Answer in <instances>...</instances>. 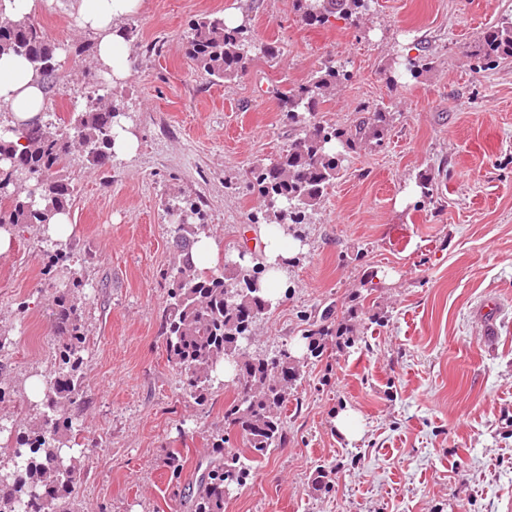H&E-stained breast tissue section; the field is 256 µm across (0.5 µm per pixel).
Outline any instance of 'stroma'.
Returning <instances> with one entry per match:
<instances>
[{"label":"stroma","instance_id":"35a3bbf8","mask_svg":"<svg viewBox=\"0 0 512 512\" xmlns=\"http://www.w3.org/2000/svg\"><path fill=\"white\" fill-rule=\"evenodd\" d=\"M230 13L257 49L244 73L221 80L187 58V32L195 18ZM505 17L512 0H378L356 26L306 25L295 0H142L122 20L132 70L112 96L137 152L102 166L77 159L66 174L71 235L57 244L28 224L0 254V381L20 391L0 404V424H37L31 385L57 366L55 286L81 282L73 512H191L183 492L211 453L206 435L225 429L232 391L215 382L197 404L167 360L161 274L178 261L169 208L196 201L220 256L261 249L250 173L297 133L280 92L330 61L351 78L317 121L344 126L381 110L390 122L381 141L343 156L301 227L286 296L257 324L251 350L288 349L303 377L286 443L248 460L224 512H512V62L487 69L469 53ZM35 18L63 64L46 110L81 111L96 89L97 35L79 28L77 0H43ZM405 55L424 67L393 85ZM424 174L435 178L429 199L415 191ZM57 245L67 259L50 282L42 270ZM489 296L503 312L487 341L478 311ZM330 305L354 341L328 334L314 358L308 319ZM345 410L358 415L352 440L336 431ZM172 448L188 456L177 480L165 466ZM320 472L327 487L316 491Z\"/></svg>","mask_w":512,"mask_h":512}]
</instances>
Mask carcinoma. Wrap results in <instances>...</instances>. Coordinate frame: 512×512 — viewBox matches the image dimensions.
<instances>
[{"label":"carcinoma","instance_id":"1","mask_svg":"<svg viewBox=\"0 0 512 512\" xmlns=\"http://www.w3.org/2000/svg\"><path fill=\"white\" fill-rule=\"evenodd\" d=\"M374 0H298L307 25H323L330 18L352 21L367 13ZM255 49L250 28L225 25L224 19L205 15L189 26L186 54L200 69L218 79L243 73ZM12 52L30 60L50 91L59 86L57 47L38 22L30 17L0 20V54ZM471 55L485 66L512 59V18L486 28ZM350 79L342 66L328 64L304 84L280 97L285 118L299 127V134L285 153L272 163L252 171L247 188L264 200L277 223H305L341 165L336 153L370 138L380 139L386 114L374 112L349 128L315 120L319 105L336 87ZM124 116L120 108L97 104L66 119L47 120L27 130L11 125L0 112V229L26 224L47 225L51 216L69 208L73 188L61 176L71 166L75 145L87 161L104 165L111 157L112 129ZM18 136L14 141L6 136ZM182 209L196 216L173 225L174 247L180 260L163 273L168 281V304L162 324L167 360L186 376L194 398L205 401L207 386L218 378V367L232 364L239 380L232 383L235 396L224 404V423L240 436L246 451L264 457L286 441L284 411L288 390L301 379L302 365L286 350L269 356L248 351L245 337L270 310L262 288L266 266L257 255L251 264L224 262L210 271H199L192 261L195 240L208 232L201 209L187 200ZM55 328L62 337L58 366L45 380L40 424L21 428L3 427L12 439L11 465L0 468V512H72V501L80 481L72 440L77 438L72 405L82 399L84 385L79 368L85 336L79 321V306L71 293L60 291L55 299ZM230 438L212 436L213 457L198 461L199 477L188 491L194 512H224V488L228 482L241 485L249 476L240 449L228 447ZM187 456L173 449L166 467L180 478Z\"/></svg>","mask_w":512,"mask_h":512}]
</instances>
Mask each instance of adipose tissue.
<instances>
[{
  "label": "adipose tissue",
  "mask_w": 512,
  "mask_h": 512,
  "mask_svg": "<svg viewBox=\"0 0 512 512\" xmlns=\"http://www.w3.org/2000/svg\"><path fill=\"white\" fill-rule=\"evenodd\" d=\"M140 7L141 0H79V25L97 32V56L110 70L113 81L124 80L132 66L120 21ZM45 102L43 84L28 60L12 53L0 55V106L11 112L13 126L23 129L39 122ZM262 244L267 266L263 285L275 305L287 288L284 268L302 243L287 235L282 226L268 224L262 230Z\"/></svg>",
  "instance_id": "adipose-tissue-1"
}]
</instances>
